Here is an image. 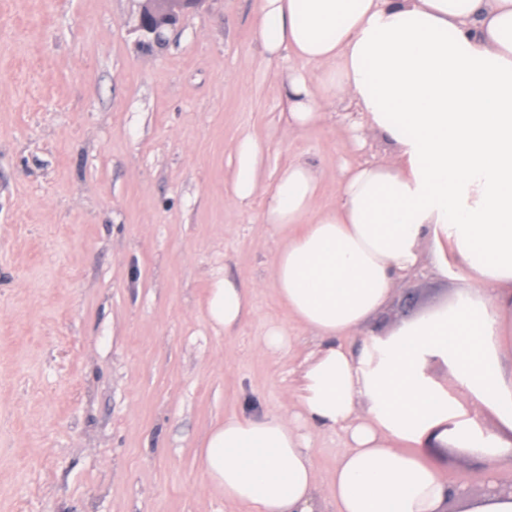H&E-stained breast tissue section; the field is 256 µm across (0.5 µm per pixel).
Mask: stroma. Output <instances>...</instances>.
Listing matches in <instances>:
<instances>
[{
	"instance_id": "1",
	"label": "stroma",
	"mask_w": 512,
	"mask_h": 512,
	"mask_svg": "<svg viewBox=\"0 0 512 512\" xmlns=\"http://www.w3.org/2000/svg\"><path fill=\"white\" fill-rule=\"evenodd\" d=\"M143 0H0V512H248L215 493L196 448L217 420L277 413L318 347L269 283L288 238L262 203L226 195L228 146H265L263 185L288 162L336 199L341 165L392 148L335 110L286 134L254 0H203L161 36ZM249 288L230 331L205 314L214 277ZM466 268L423 264L364 327L450 302ZM285 324L289 350L260 346ZM449 480L483 491L467 450L439 448Z\"/></svg>"
}]
</instances>
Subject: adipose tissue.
<instances>
[{"label":"adipose tissue","mask_w":512,"mask_h":512,"mask_svg":"<svg viewBox=\"0 0 512 512\" xmlns=\"http://www.w3.org/2000/svg\"><path fill=\"white\" fill-rule=\"evenodd\" d=\"M255 9L266 51L319 71L314 87L297 71L282 76L289 131L349 103L394 151L344 169L335 205L322 208L310 164L289 163L265 190L264 144L245 134L230 145L231 200L266 193L263 223L295 230L270 282L321 346L286 410L209 429L200 471L250 512H319L324 495L337 512H446L452 500L459 512H512V490L491 483L467 495L430 457L453 446L512 460V373L501 364L512 350V0H255ZM452 255L470 287L358 351L344 346L387 305L395 280L428 260L445 272ZM248 307L244 288L212 281L211 324L232 329ZM432 359L473 410L426 375ZM478 408L495 415L496 432L482 434ZM336 430L346 446L322 479L311 440Z\"/></svg>","instance_id":"obj_1"}]
</instances>
